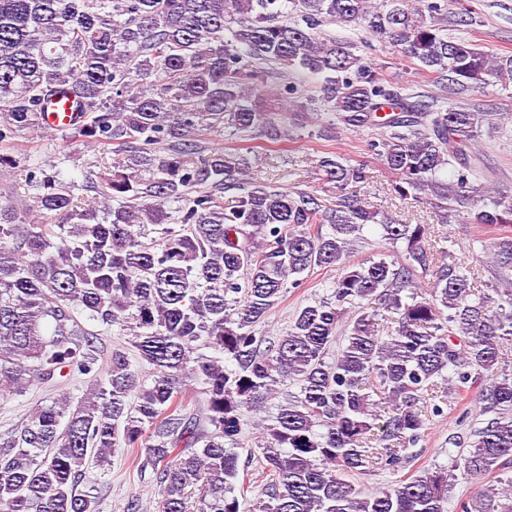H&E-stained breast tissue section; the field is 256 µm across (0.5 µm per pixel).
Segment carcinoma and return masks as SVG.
<instances>
[{"label":"carcinoma","instance_id":"cac0c4a2","mask_svg":"<svg viewBox=\"0 0 512 512\" xmlns=\"http://www.w3.org/2000/svg\"><path fill=\"white\" fill-rule=\"evenodd\" d=\"M447 14V0L414 13L402 0H0V171L25 170L32 190L0 202V399L65 370L89 384L0 437V512H97L77 486L87 456L107 465L118 447L137 449L158 512H240L259 481L256 512H447L446 466L369 493L356 477L402 468L426 415L486 380L492 417L463 458L476 494L457 508L512 512V376L495 373L512 341V189L487 182L474 148L496 113L427 101L319 31L361 28L454 95L512 82V54L448 35ZM301 74L318 98L304 99ZM61 93L86 105L74 137L117 155L91 197L10 148ZM311 105L332 116L321 137L383 129L369 151L394 176L388 195L428 204L440 224L498 227L483 246L492 281L449 259L430 225L365 208L348 191L369 180L365 162L316 159L336 189L329 206L313 190L251 182L252 146L203 147L222 119L232 137L280 141ZM171 201L182 203L173 214ZM368 224L381 249L352 263ZM316 267L338 270L332 297L282 335H256ZM84 320L126 332L151 384L122 350L98 364ZM287 380L299 394L262 423L254 474L232 449L243 410ZM191 382L202 394L192 414Z\"/></svg>","mask_w":512,"mask_h":512}]
</instances>
